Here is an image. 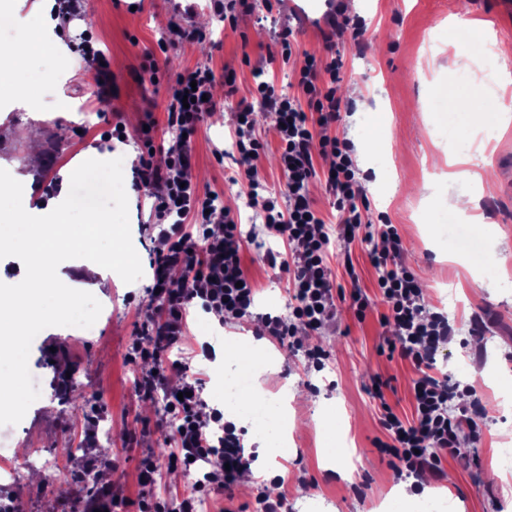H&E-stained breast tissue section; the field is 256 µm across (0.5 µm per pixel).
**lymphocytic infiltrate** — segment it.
Here are the masks:
<instances>
[{
	"mask_svg": "<svg viewBox=\"0 0 512 512\" xmlns=\"http://www.w3.org/2000/svg\"><path fill=\"white\" fill-rule=\"evenodd\" d=\"M296 77L307 99L306 106L297 105L273 83L257 82L252 101L239 103L232 134L238 175L252 189L250 208L289 247L285 253L269 250L264 257L270 268L288 274L294 299L288 316H252L256 290L243 268V249L238 242L240 219L227 210L212 217L214 197L200 196L196 186L186 180L192 137L202 119L197 101L211 93L217 79L212 68L198 66L178 76L166 108L167 126L177 132L178 138L167 149L164 166L155 165L149 157L142 161L140 186L162 188L154 198L152 212L164 247L153 263L159 315L142 323V337L133 342L128 353L129 359H147L153 367L152 373L137 381L135 391L143 399L160 392L167 401L166 412L175 421V448L169 458L172 466L188 472L197 463L217 456L230 468L221 474L206 473L191 492L173 504L156 497H140L138 512H198L201 497L211 487H230L248 467L235 424L225 421L223 411L207 410L200 370L192 357L174 362L167 357L172 349L183 348L192 307L219 318L228 312L252 316L259 335L302 350L307 366L320 370L330 359L329 351L320 346H303L295 334L302 329L317 331L334 319V285L325 260L330 238L335 235L353 242L369 219L358 205L362 188L352 158L353 144L347 138L328 134L342 121L336 60L306 58ZM258 106L277 117V160L288 187V202L284 205L277 194L260 192V161L268 144L254 134V109ZM317 127L322 129V136H314ZM318 154L331 159L325 182L338 213V224L332 231L306 194L308 183L317 175L314 157ZM379 230L385 249L371 253L370 261L378 273L377 286L387 309L386 317L396 330L388 351L407 361L416 374L412 385L415 416L406 420L391 407H384L381 425L388 440L382 448L395 459V479L411 477L420 482L427 475L441 474L444 457L464 460L465 444L478 441L481 436L480 420L485 410L472 388L448 384L433 375L436 357L451 334L448 318L425 310L422 291L400 260L402 242L394 225L384 223ZM174 268L181 272L176 280L168 277ZM172 376L180 381L175 391L167 387ZM204 411L209 414L205 421L200 418ZM211 423L223 431L219 442L210 440L207 426Z\"/></svg>",
	"mask_w": 512,
	"mask_h": 512,
	"instance_id": "lymphocytic-infiltrate-1",
	"label": "lymphocytic infiltrate"
}]
</instances>
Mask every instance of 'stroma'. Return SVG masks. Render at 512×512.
Listing matches in <instances>:
<instances>
[{
    "mask_svg": "<svg viewBox=\"0 0 512 512\" xmlns=\"http://www.w3.org/2000/svg\"><path fill=\"white\" fill-rule=\"evenodd\" d=\"M494 2L358 0L343 10L349 22L361 17L367 24L356 41L349 23L336 30L320 23L326 10L323 0H252L251 10L233 25L203 7L186 13L185 0H141L136 11L128 10L125 0H84L78 14L57 21L56 34L72 44L82 32L93 33L110 60L108 99L100 97L95 71L72 51L22 69L10 62L0 66V76L15 83L31 84L48 76L56 92L85 106L84 111L62 115L55 110V100H46L41 104L44 120L34 121L21 107L0 102V168L23 179L30 172V142L42 148L43 166L35 173L40 192L30 203L34 213L55 204L63 171L75 170L92 156L105 160L132 151L163 163L166 147L176 139L166 126L176 77L199 65L211 67L217 76L213 101L201 107L191 171L198 176L200 192L217 195L221 206L240 214L245 263L257 289L255 310L279 315L292 290L287 275L267 268L262 258L267 248H282L283 241L261 222L251 221V209L242 204L248 184L231 179L235 113L260 80L273 82L288 97L303 99L295 68L310 56L340 58L338 94L352 110L344 114L335 133L354 144L368 218L382 216L396 227L403 259L417 278L426 308L449 315L450 341L437 357L434 374L473 387L487 414L480 441L467 449L476 465L466 468L445 458L443 478L429 479L423 491L412 490L406 500L397 499L400 483L393 477L392 458L379 447L387 438L380 417L386 404L401 416L412 417L415 373L408 364L387 357L393 328L383 319L377 272L369 260L370 251L382 249L383 240L377 233L350 244L332 238L327 264L337 285L350 292L340 259L351 252L368 298L365 318L357 319L348 302L340 300L335 329L300 332L302 343L331 352L321 371L307 369L302 355L277 342L253 340L255 358L277 366L275 374L263 376L254 387L262 396L286 398L290 425L283 446L273 455L258 457L253 446L247 452L252 469L262 477L290 471V481L269 489L270 494L287 498L290 512H380L398 503L407 510L447 485L465 512H512V469H503L500 463L505 446L500 432L512 429V407L502 405L499 389L500 383L512 380V200L503 194V175L512 165V125H499L501 113L512 115V80L492 84L477 69L468 83L455 80L467 65L455 45L458 29L472 32L482 24L498 45L512 47V18L500 16ZM189 25L201 32V39H183ZM288 31L294 45L286 63L279 55V36ZM149 55L158 63V74L142 69ZM227 72L236 77V91L230 96L222 80ZM444 95L459 101L458 116L470 129L494 127V142L482 147L452 143L441 132L433 108ZM118 122L126 128V139L101 142V133ZM148 139L153 142L149 150L144 147ZM217 147L226 152L223 160L214 157ZM452 148L467 157L469 168L482 179L479 206L485 225L479 233L487 251L496 256L495 266L482 272L441 248L434 237L425 235L420 222L422 215L441 210ZM123 174L132 242L146 271L127 284L106 269L88 275L83 259L59 265L60 280L92 293L103 309L95 335L49 327L31 344L29 371L40 377L44 395L19 424L0 427V435L15 450L11 476H0V499L14 501L17 512H72L78 500L105 485L98 476L104 465L126 475L125 480L105 485L121 501L122 512H136L134 502L141 496L178 497L203 473L215 469L211 461L191 473L172 467L161 453L173 428L162 398L142 400L135 395V382L147 366L127 361L126 353L157 305L147 268L159 240L149 228L152 201L134 185L135 169L124 168ZM452 296L458 301L453 312L448 309ZM188 322L197 341L216 350L215 358L200 356L196 363L206 381L203 398L208 408H223L224 394L210 377L224 367V338L247 334L253 325L239 316L219 322L199 309ZM377 377L388 383L380 399L372 393ZM78 402L84 403V412L75 411ZM104 424L112 428L107 446L98 439ZM340 437L357 453V465L347 480L331 462ZM67 448L75 449L74 457L64 456ZM52 456L58 457L65 474L77 476L89 469L96 480L78 485L72 493L46 495L41 465ZM145 458L156 460L159 476L156 483L143 486L137 473Z\"/></svg>",
    "mask_w": 512,
    "mask_h": 512,
    "instance_id": "35a3bbf8",
    "label": "stroma"
}]
</instances>
